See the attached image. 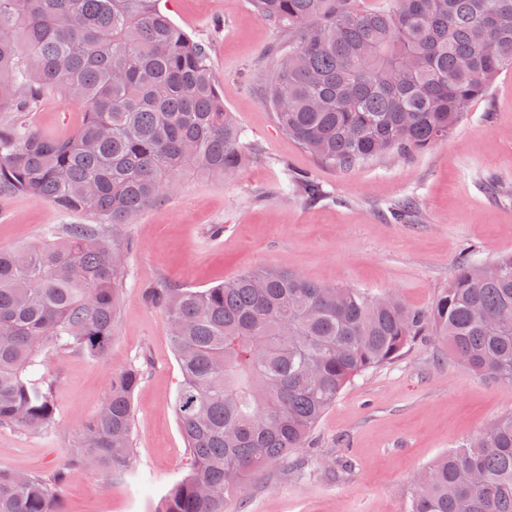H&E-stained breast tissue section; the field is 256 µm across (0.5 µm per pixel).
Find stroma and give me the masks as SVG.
<instances>
[{
  "instance_id": "obj_1",
  "label": "stroma",
  "mask_w": 512,
  "mask_h": 512,
  "mask_svg": "<svg viewBox=\"0 0 512 512\" xmlns=\"http://www.w3.org/2000/svg\"><path fill=\"white\" fill-rule=\"evenodd\" d=\"M171 20L210 45L224 108L248 135L254 157L230 178L185 176L179 192L123 228L132 242L112 353L49 356L56 425L0 428V466L47 472L105 401L118 370L146 365L132 396L131 473H83L59 492L64 512H154L187 473L188 450L174 402L181 379L164 314L142 298L151 283L208 288L281 267L325 285L397 294L431 305L464 258L489 263L512 253V69L499 73L447 139L412 158L382 157L351 171L326 165L284 135L265 100L272 51L288 34L261 19L250 0H164ZM54 136L82 119L67 98L48 94L29 114ZM305 173L326 196L310 203L286 191ZM412 195L415 217L396 223L387 203ZM81 215L30 196L0 198V248L44 239ZM220 224L224 232L211 237ZM512 411V387L471 372L436 337L417 338L393 364L355 377L316 425L309 447L270 467L226 512H407L412 476L440 453Z\"/></svg>"
}]
</instances>
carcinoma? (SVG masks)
Returning <instances> with one entry per match:
<instances>
[{"label": "carcinoma", "instance_id": "cac0c4a2", "mask_svg": "<svg viewBox=\"0 0 512 512\" xmlns=\"http://www.w3.org/2000/svg\"><path fill=\"white\" fill-rule=\"evenodd\" d=\"M252 0L288 31L274 52L265 100L278 129L322 162L353 170L406 158L445 139L471 102L512 67V0ZM83 112L67 137L31 126L45 93ZM0 196L41 198L101 224H65L45 240L0 249V428L55 425L45 358L110 355L128 253L120 226L182 177L222 179L247 158L243 131L192 39L158 0H0ZM291 188L325 197L313 177ZM412 196L387 204L399 221ZM500 276L466 260L432 305L327 287L269 268L209 288L148 285L179 365L177 420L190 471L155 512H224L266 468L305 447L357 375L436 336L475 374L512 386V254ZM144 370L112 375L105 403L51 473L0 467V512H60L76 474L131 472L132 395ZM408 512H512V412L441 454L411 483Z\"/></svg>", "mask_w": 512, "mask_h": 512}]
</instances>
